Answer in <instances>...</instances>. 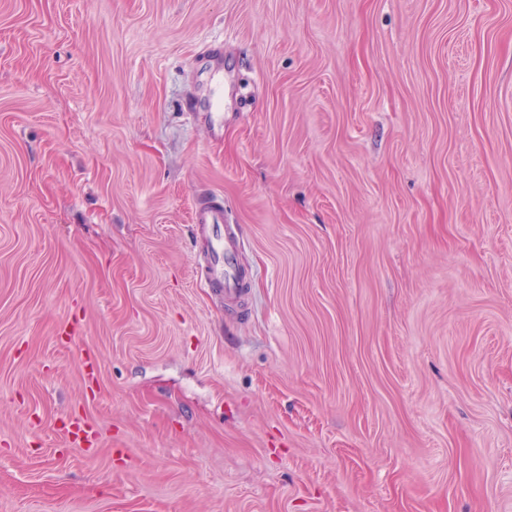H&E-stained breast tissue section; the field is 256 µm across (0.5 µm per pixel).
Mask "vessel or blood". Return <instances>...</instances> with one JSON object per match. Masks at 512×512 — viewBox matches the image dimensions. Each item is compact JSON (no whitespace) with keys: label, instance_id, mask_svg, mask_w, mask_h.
Returning a JSON list of instances; mask_svg holds the SVG:
<instances>
[{"label":"vessel or blood","instance_id":"obj_1","mask_svg":"<svg viewBox=\"0 0 512 512\" xmlns=\"http://www.w3.org/2000/svg\"><path fill=\"white\" fill-rule=\"evenodd\" d=\"M197 233L208 238L212 252L206 264V274L214 287L220 288L226 302L240 299L246 278L237 264L239 229L225 223L222 207L208 202L199 204L194 217Z\"/></svg>","mask_w":512,"mask_h":512}]
</instances>
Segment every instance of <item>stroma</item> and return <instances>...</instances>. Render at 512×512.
Masks as SVG:
<instances>
[{
    "instance_id": "stroma-1",
    "label": "stroma",
    "mask_w": 512,
    "mask_h": 512,
    "mask_svg": "<svg viewBox=\"0 0 512 512\" xmlns=\"http://www.w3.org/2000/svg\"><path fill=\"white\" fill-rule=\"evenodd\" d=\"M0 512H512V0H0ZM224 223V209L210 202L199 203L195 212L194 224L197 233L208 238L212 252L206 264V275L214 288H220L224 301L236 302L240 299L246 278L245 272L237 264L239 229L234 224Z\"/></svg>"
}]
</instances>
